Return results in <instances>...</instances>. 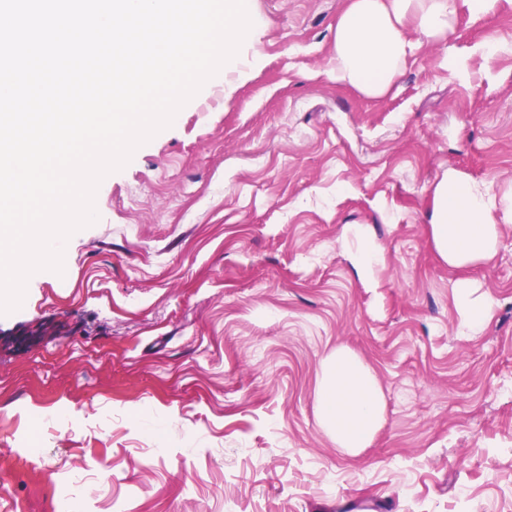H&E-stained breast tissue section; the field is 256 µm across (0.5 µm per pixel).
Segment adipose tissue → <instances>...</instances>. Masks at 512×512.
<instances>
[{
  "mask_svg": "<svg viewBox=\"0 0 512 512\" xmlns=\"http://www.w3.org/2000/svg\"><path fill=\"white\" fill-rule=\"evenodd\" d=\"M453 14L452 0H348L336 22L330 78L368 97L384 96L413 50L410 32L446 38ZM500 213L512 214V194L498 196L488 182L446 170L432 189L427 213L439 258L457 270L491 260ZM455 288L462 326L480 332L489 302L475 297L470 279H458ZM316 402L323 426L340 447H367L380 427L383 396L378 381L348 349H336L323 360Z\"/></svg>",
  "mask_w": 512,
  "mask_h": 512,
  "instance_id": "ef3b65f1",
  "label": "adipose tissue"
}]
</instances>
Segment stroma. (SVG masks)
<instances>
[{
    "instance_id": "obj_1",
    "label": "stroma",
    "mask_w": 512,
    "mask_h": 512,
    "mask_svg": "<svg viewBox=\"0 0 512 512\" xmlns=\"http://www.w3.org/2000/svg\"><path fill=\"white\" fill-rule=\"evenodd\" d=\"M346 4L251 0L236 65L0 315V512H512V218L462 271L426 221L447 168L512 189V53L480 50L512 0L419 38L379 99L327 75ZM462 277L492 303L475 335ZM339 347L383 392L355 452L316 407Z\"/></svg>"
}]
</instances>
